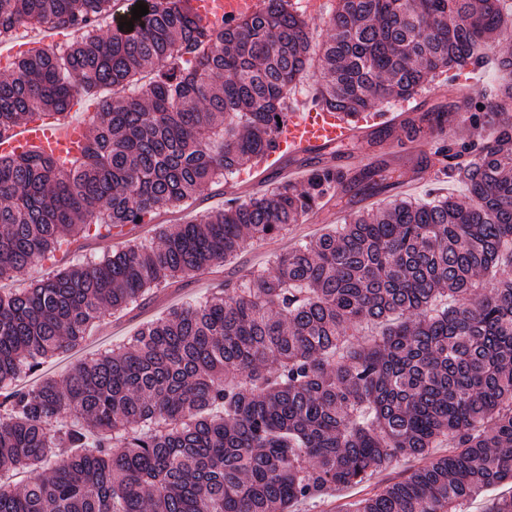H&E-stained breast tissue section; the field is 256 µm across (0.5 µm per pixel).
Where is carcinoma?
I'll return each instance as SVG.
<instances>
[{
    "label": "carcinoma",
    "mask_w": 512,
    "mask_h": 512,
    "mask_svg": "<svg viewBox=\"0 0 512 512\" xmlns=\"http://www.w3.org/2000/svg\"><path fill=\"white\" fill-rule=\"evenodd\" d=\"M133 29L97 35L116 0H0V40L70 31L0 80V132L65 119L100 94L87 145L61 171L38 150L0 157V281L68 240L148 224L261 158L293 87L320 61L314 98L349 117L409 100L439 74L484 62L512 29L507 0H336L311 48L292 0L235 25L190 0H142ZM494 126L467 165H448L468 201L395 198L170 309L127 344L61 380L19 381L87 328L150 289L231 261L345 193L329 165L245 201L161 226L157 241L0 291V512H287L411 456L430 461L348 512H464L512 480V82L462 102ZM409 119L412 136L428 117ZM471 146L449 142L450 161ZM381 335L357 347L364 325ZM452 443L433 455L440 438ZM63 448L73 454L48 467Z\"/></svg>",
    "instance_id": "carcinoma-1"
}]
</instances>
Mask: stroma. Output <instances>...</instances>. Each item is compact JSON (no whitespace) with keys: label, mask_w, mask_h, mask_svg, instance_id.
Here are the masks:
<instances>
[{"label":"stroma","mask_w":512,"mask_h":512,"mask_svg":"<svg viewBox=\"0 0 512 512\" xmlns=\"http://www.w3.org/2000/svg\"><path fill=\"white\" fill-rule=\"evenodd\" d=\"M339 152L350 159L348 173L359 172L364 168L366 160L370 159L377 165L387 164L406 184L405 190L400 193L390 189L374 194L357 195L354 203L358 209L367 210L381 206L398 194L416 202L449 195L462 202L467 199L465 185L458 178L447 177L433 153L427 152L417 156L389 153L383 149L381 143L370 138L340 147ZM244 176V171L240 170L221 182L210 184L201 190L195 200L183 207L161 212L156 216L154 223L148 225H127L122 235L113 237L112 240L99 242L81 238L71 242L58 252L55 260L40 263L17 274L11 285L15 288L28 287L31 283L53 276L83 258H99L107 252L122 249L129 243L154 239L157 225L181 223L222 207L228 200H244L249 194H261L271 186L270 180L266 179L259 182L253 191H244L241 188ZM340 221L341 210L335 200H323L315 213L314 221L291 225L285 236L248 245L236 259L214 268L212 273L184 279L173 287L157 289L156 293L147 297L141 304L112 314L105 321L93 326L82 344L67 354L46 362L37 370V377L64 376L75 363L100 349L122 344L146 322L163 316L168 309L197 301L218 284L236 282L250 269L271 267L277 255L300 241L319 236ZM420 464L421 461L417 458L399 461L376 472L367 482L336 490L331 495L297 506L295 512H343L346 503L375 492L387 484L403 480Z\"/></svg>","instance_id":"obj_1"}]
</instances>
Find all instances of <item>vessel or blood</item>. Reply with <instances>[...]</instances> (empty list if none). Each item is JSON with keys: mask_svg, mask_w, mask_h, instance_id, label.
I'll return each mask as SVG.
<instances>
[{"mask_svg": "<svg viewBox=\"0 0 512 512\" xmlns=\"http://www.w3.org/2000/svg\"><path fill=\"white\" fill-rule=\"evenodd\" d=\"M194 13L202 20L234 23L260 12L263 0H191ZM361 133L360 127L347 122L335 110L312 106L290 112L276 127L273 144L262 163L268 172L277 173L286 159L307 156H329L338 146L348 144ZM83 137V128L78 124L59 125L50 120H36L22 131L0 136V155L20 153L32 148L40 149L58 162H66L73 156ZM447 125H438L421 140L412 139L385 141L389 150L409 151L416 145L434 150L446 145Z\"/></svg>", "mask_w": 512, "mask_h": 512, "instance_id": "b4317fda", "label": "vessel or blood"}]
</instances>
